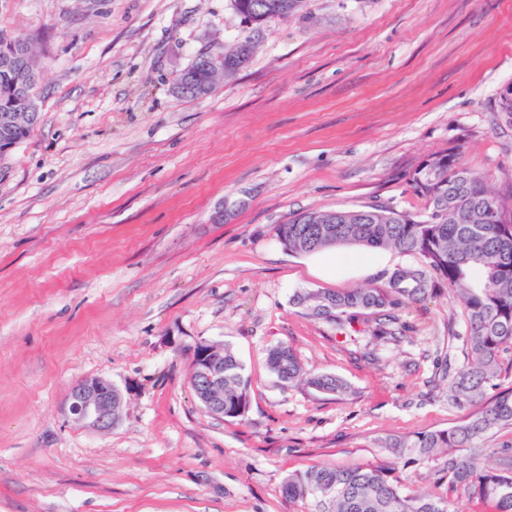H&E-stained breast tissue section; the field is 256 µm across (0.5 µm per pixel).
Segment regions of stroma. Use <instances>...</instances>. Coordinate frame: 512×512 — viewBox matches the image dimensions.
<instances>
[{
	"instance_id": "obj_1",
	"label": "stroma",
	"mask_w": 512,
	"mask_h": 512,
	"mask_svg": "<svg viewBox=\"0 0 512 512\" xmlns=\"http://www.w3.org/2000/svg\"><path fill=\"white\" fill-rule=\"evenodd\" d=\"M0 29L37 56L41 116L0 162V512H319L288 475L386 466L445 496L439 458L380 443L466 412L437 384L448 290L408 304L400 342L364 322L310 317L307 294L386 285L416 257L288 252L276 225L303 211L424 212L410 186L433 154L493 188L512 183V0H306L252 31L232 0H0ZM255 36L214 91L173 92L206 50ZM229 344L250 396L211 416L189 383L199 341ZM290 346L327 395L271 373ZM124 395L120 422L67 419L76 380ZM268 366L284 383L289 384L304 379L315 390L336 396L346 394L349 389L348 385L335 375H306L295 353L287 345L280 344L269 350Z\"/></svg>"
}]
</instances>
